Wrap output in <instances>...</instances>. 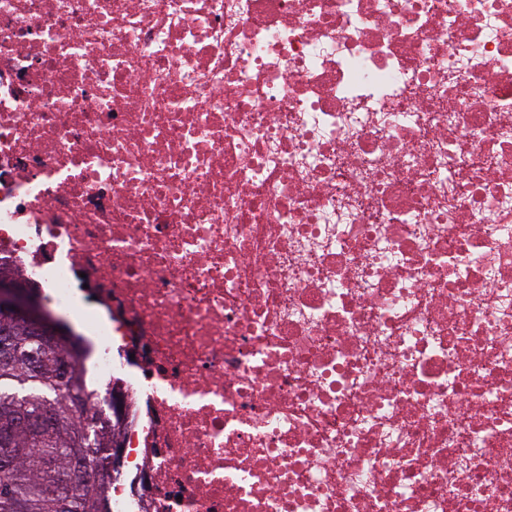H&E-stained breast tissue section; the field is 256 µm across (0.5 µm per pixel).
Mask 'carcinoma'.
<instances>
[{
    "mask_svg": "<svg viewBox=\"0 0 512 512\" xmlns=\"http://www.w3.org/2000/svg\"><path fill=\"white\" fill-rule=\"evenodd\" d=\"M13 328V355L0 356V512H109L103 484L123 425L88 411V382L71 339L53 348L33 340L26 323ZM32 351L42 355L37 370L27 363ZM69 353L71 369L62 375L58 359ZM45 413L53 416L46 427L11 428Z\"/></svg>",
    "mask_w": 512,
    "mask_h": 512,
    "instance_id": "cac0c4a2",
    "label": "carcinoma"
}]
</instances>
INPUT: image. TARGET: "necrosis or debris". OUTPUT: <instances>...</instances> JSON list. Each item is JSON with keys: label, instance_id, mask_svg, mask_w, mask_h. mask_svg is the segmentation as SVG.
I'll use <instances>...</instances> for the list:
<instances>
[{"label": "necrosis or debris", "instance_id": "1", "mask_svg": "<svg viewBox=\"0 0 512 512\" xmlns=\"http://www.w3.org/2000/svg\"><path fill=\"white\" fill-rule=\"evenodd\" d=\"M0 266L110 512H512V0H0Z\"/></svg>", "mask_w": 512, "mask_h": 512}]
</instances>
